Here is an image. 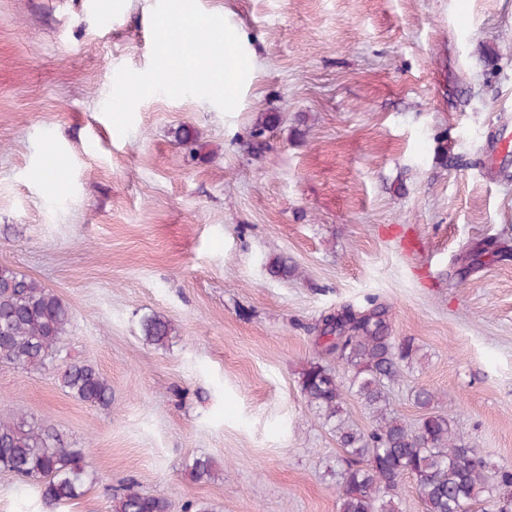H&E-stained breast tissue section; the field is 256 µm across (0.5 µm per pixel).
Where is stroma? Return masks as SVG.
Here are the masks:
<instances>
[{"instance_id":"1","label":"stroma","mask_w":512,"mask_h":512,"mask_svg":"<svg viewBox=\"0 0 512 512\" xmlns=\"http://www.w3.org/2000/svg\"><path fill=\"white\" fill-rule=\"evenodd\" d=\"M155 3L0 0V267L72 311L52 364L0 360V420L84 453L59 512H111L131 483L170 512H338L341 449L299 374L370 296L419 348L396 415L416 423L430 389L488 471L512 467V0H198L262 61L239 111L155 94L122 137L103 106L119 67L148 68ZM152 314L165 346L142 338ZM73 361L110 407L64 391ZM201 456L218 479L193 480ZM0 512H43L39 485L0 471ZM142 329L146 343L155 346H164L172 331L168 321L157 314L144 318Z\"/></svg>"}]
</instances>
